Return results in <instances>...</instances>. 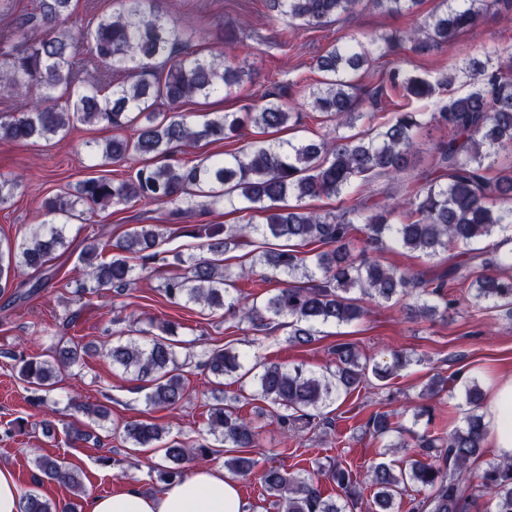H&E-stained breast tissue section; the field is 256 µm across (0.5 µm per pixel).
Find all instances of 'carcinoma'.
Returning <instances> with one entry per match:
<instances>
[{"mask_svg": "<svg viewBox=\"0 0 512 512\" xmlns=\"http://www.w3.org/2000/svg\"><path fill=\"white\" fill-rule=\"evenodd\" d=\"M161 0H113V9L95 17L76 44L67 23L72 0H37V11L13 17L0 42V98L10 99L32 86L41 90L35 104L23 111L0 113V140L10 142L65 138L77 124L104 123L114 136L99 148L114 162H134L124 176L81 180L73 190L42 201L48 219L41 229L14 242L0 240V292L13 286L17 269L42 273L67 248L66 229L86 213L104 212L114 204L155 203L170 207L173 220L219 205L265 216L261 224H192L183 232L198 239L199 254H172L162 249L170 237L165 224H138L122 237L92 238L78 256L72 278L82 299L104 291L121 294L139 279V271L165 270L163 292L172 302L203 304L258 330L282 320L288 341L308 344L322 326L350 324L368 310L367 297L377 303L403 302L407 318L433 320L448 316L458 299L446 288L467 286L475 303L512 318V251H496L512 243V164L498 165L501 153L512 154V51L491 48L483 59H472L434 81L399 67L388 71V87L407 101L436 98L438 90L456 81L469 86L464 94L437 98L436 111L396 112L379 120L380 89L359 92L360 72L397 54L403 44L427 53L448 47L462 32L485 22L490 11L512 0H440V7L418 19L404 35L365 36L349 32L319 55L314 68L322 79L304 85L311 111L336 122L331 138L292 142L256 140L223 157L194 162L172 161L184 143L235 142L253 126L262 134L279 132L294 119L283 95L248 104L240 112L216 114L203 121L179 111L195 98L229 93L251 77L250 63L230 62L223 55L206 57L197 51L203 32L184 27L164 13ZM420 0H267L272 19L297 28H322L359 11L373 8L388 14H413ZM94 64L125 73L122 81L105 82ZM368 127L356 132L357 123ZM437 126L443 139L432 146L429 167L417 173L403 209L356 190L357 183L378 177L398 178L416 169L423 149L421 130ZM339 198L334 212H321L307 201ZM255 233L266 247L252 256V266L292 281L271 289L261 301L241 303L236 279L224 268V254ZM493 240L492 250L448 257L440 272L430 268L408 272L387 267L369 257L384 247L419 252L432 259L455 246ZM141 260V267L131 259ZM178 325L167 321L161 334L148 340L130 338L101 347V354L146 383V403L172 408L184 398L185 363L175 350ZM335 369L322 375L299 366L250 358L229 347L204 352L202 365L217 379L230 377L250 383L266 411L292 438L317 426L323 409L341 395L361 389L370 379L380 385L410 363L399 353L389 362H373L349 342L336 344ZM80 361L78 346L54 351L53 360L20 357L19 376L48 393L61 369ZM448 378L434 375L422 395L433 398L447 390ZM483 392L474 379L465 384V416L459 425L440 431L415 432L395 426L392 413H372L362 434L385 439L407 432V442L386 448H415L411 459L394 466L371 465L375 512H392L395 501L416 486L426 495L412 501L410 512H467L468 501L486 498L493 512H512V459L490 463L468 485L466 472L484 448L488 426L480 414ZM74 412L91 420L104 419L108 409L89 402L72 403ZM123 441L132 448H151L161 455L157 477L166 482L184 477L183 464L197 455L215 452L207 439L187 445L175 439L162 443L164 428L140 420L121 426ZM208 435L231 449L224 467L233 475L254 474L256 462L241 455L257 447L253 420L239 415L219 399L209 409ZM34 465L41 476L62 483L73 499L61 506L29 492L22 512H82V471L63 458L39 456ZM317 473L336 484L340 499L325 498L314 474H295L275 467L261 470L258 480L282 512H356L363 497L358 473L338 460L317 465Z\"/></svg>", "mask_w": 512, "mask_h": 512, "instance_id": "1", "label": "carcinoma"}]
</instances>
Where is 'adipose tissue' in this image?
Segmentation results:
<instances>
[{"label": "adipose tissue", "mask_w": 512, "mask_h": 512, "mask_svg": "<svg viewBox=\"0 0 512 512\" xmlns=\"http://www.w3.org/2000/svg\"><path fill=\"white\" fill-rule=\"evenodd\" d=\"M488 439L500 456L512 457V377L503 379L487 403ZM85 512H247L236 479L219 467H199L146 493L130 487L87 500Z\"/></svg>", "instance_id": "1"}]
</instances>
